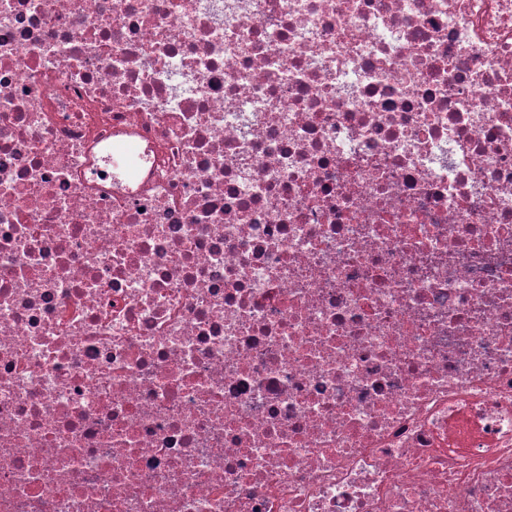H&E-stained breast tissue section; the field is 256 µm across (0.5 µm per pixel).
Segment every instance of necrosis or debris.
<instances>
[{
    "label": "necrosis or debris",
    "instance_id": "obj_1",
    "mask_svg": "<svg viewBox=\"0 0 512 512\" xmlns=\"http://www.w3.org/2000/svg\"><path fill=\"white\" fill-rule=\"evenodd\" d=\"M0 512H512V0H0ZM137 151L138 145L135 142H116L113 145L111 143L108 153L103 159V168L94 167L91 169V173L97 176L102 171H109V175L116 178L124 173L127 160L134 156Z\"/></svg>",
    "mask_w": 512,
    "mask_h": 512
}]
</instances>
